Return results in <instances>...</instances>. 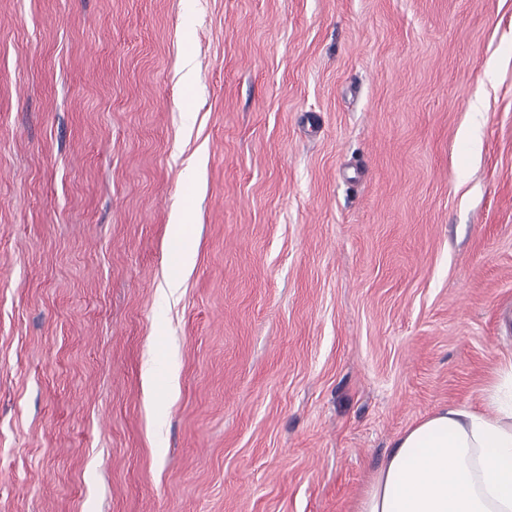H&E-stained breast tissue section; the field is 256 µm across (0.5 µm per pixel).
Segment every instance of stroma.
I'll use <instances>...</instances> for the list:
<instances>
[{"mask_svg":"<svg viewBox=\"0 0 512 512\" xmlns=\"http://www.w3.org/2000/svg\"><path fill=\"white\" fill-rule=\"evenodd\" d=\"M511 361L512 0H0V512H357ZM186 223V218L179 216L173 224H170V237L172 240L177 241L180 246L179 270L185 269L190 264L194 247L193 241L186 234Z\"/></svg>","mask_w":512,"mask_h":512,"instance_id":"stroma-1","label":"stroma"}]
</instances>
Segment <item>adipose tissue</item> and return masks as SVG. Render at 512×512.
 <instances>
[{"instance_id":"1","label":"adipose tissue","mask_w":512,"mask_h":512,"mask_svg":"<svg viewBox=\"0 0 512 512\" xmlns=\"http://www.w3.org/2000/svg\"><path fill=\"white\" fill-rule=\"evenodd\" d=\"M359 512H512V364L484 408L451 405L395 441Z\"/></svg>"}]
</instances>
